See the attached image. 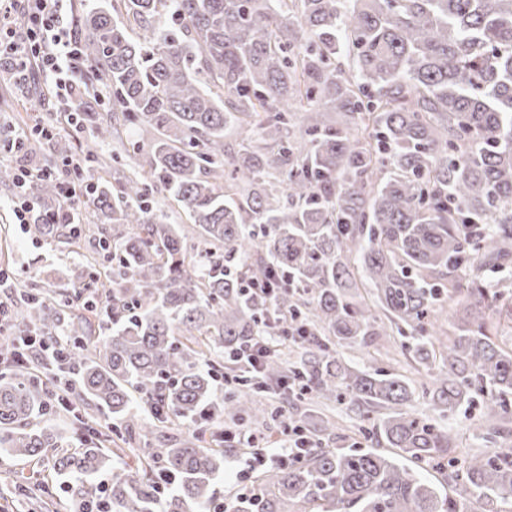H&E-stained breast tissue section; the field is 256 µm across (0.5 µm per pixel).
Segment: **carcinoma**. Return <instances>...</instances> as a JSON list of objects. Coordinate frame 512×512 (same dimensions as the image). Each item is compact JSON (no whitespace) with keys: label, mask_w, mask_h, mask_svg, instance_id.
<instances>
[{"label":"carcinoma","mask_w":512,"mask_h":512,"mask_svg":"<svg viewBox=\"0 0 512 512\" xmlns=\"http://www.w3.org/2000/svg\"><path fill=\"white\" fill-rule=\"evenodd\" d=\"M78 26L90 78L110 92L79 121L106 139L110 113L148 143L90 156L102 167L133 150L129 173L90 178L112 225L98 293L24 295L23 332L78 375L75 404L95 417L73 415L96 436L73 445L31 427L50 391L9 361L0 453L48 470L17 484L24 499L49 509L52 477L68 494L53 512L102 496L112 512H208L241 425L272 421L297 428L300 447L224 512L512 507V342L499 334L512 323V0H102ZM34 190L60 197L54 179ZM166 198L191 229L157 214ZM67 218L48 209L29 231L75 241ZM91 315L110 324L100 341ZM405 326L408 369L369 351L358 369L345 361ZM264 332L277 347L252 376L237 357ZM417 396L428 412L410 409ZM338 405L370 446L329 447ZM473 406L487 450L460 458L437 420ZM98 415L139 447H106ZM195 417L227 428L171 432ZM425 466L451 492L426 484ZM156 468L174 478L164 494Z\"/></svg>","instance_id":"carcinoma-1"}]
</instances>
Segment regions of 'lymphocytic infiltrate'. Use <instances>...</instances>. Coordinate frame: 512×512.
<instances>
[{
    "mask_svg": "<svg viewBox=\"0 0 512 512\" xmlns=\"http://www.w3.org/2000/svg\"><path fill=\"white\" fill-rule=\"evenodd\" d=\"M67 0H0V57L14 68L16 82L25 81L30 70H38L62 103L69 119L101 106L108 96L105 87L87 91V64L81 57L80 41L67 25ZM23 25H16V17ZM80 171L74 158L60 160L55 166L30 168L19 166L16 190H23L39 178L56 179L61 200L71 216H78L81 199L75 190Z\"/></svg>",
    "mask_w": 512,
    "mask_h": 512,
    "instance_id": "1",
    "label": "lymphocytic infiltrate"
}]
</instances>
